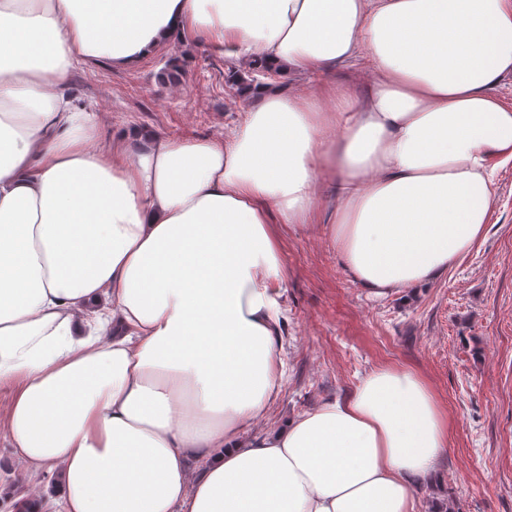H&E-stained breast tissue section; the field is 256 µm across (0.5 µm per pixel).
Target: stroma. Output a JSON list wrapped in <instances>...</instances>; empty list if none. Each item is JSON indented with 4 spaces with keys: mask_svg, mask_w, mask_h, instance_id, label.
Returning <instances> with one entry per match:
<instances>
[{
    "mask_svg": "<svg viewBox=\"0 0 512 512\" xmlns=\"http://www.w3.org/2000/svg\"><path fill=\"white\" fill-rule=\"evenodd\" d=\"M176 56L189 59L185 75L161 79ZM229 65L222 51L174 42L129 69L77 67L70 90L91 105L103 145L137 129L220 141L249 106L224 82ZM282 261L285 378L251 433L350 392L375 368H407L448 414V451L414 489L417 512H512V166L496 176L478 242L430 284L368 295L344 273L317 213L284 230ZM22 476L0 439V512L26 493Z\"/></svg>",
    "mask_w": 512,
    "mask_h": 512,
    "instance_id": "stroma-1",
    "label": "stroma"
}]
</instances>
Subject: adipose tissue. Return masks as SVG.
Listing matches in <instances>:
<instances>
[{
	"label": "adipose tissue",
	"instance_id": "1",
	"mask_svg": "<svg viewBox=\"0 0 512 512\" xmlns=\"http://www.w3.org/2000/svg\"><path fill=\"white\" fill-rule=\"evenodd\" d=\"M186 38L321 84L250 89L221 142L96 148L76 66ZM354 62L366 89L335 81ZM509 72L512 0H0V436L26 481L58 512H415L448 415L412 370L248 433L284 379L281 231L321 208L378 297L446 274L512 165Z\"/></svg>",
	"mask_w": 512,
	"mask_h": 512
}]
</instances>
